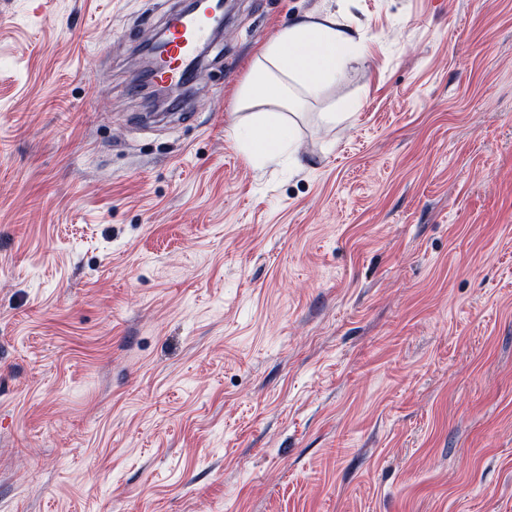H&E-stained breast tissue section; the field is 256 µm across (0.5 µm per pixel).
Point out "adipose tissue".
Instances as JSON below:
<instances>
[{
	"label": "adipose tissue",
	"mask_w": 512,
	"mask_h": 512,
	"mask_svg": "<svg viewBox=\"0 0 512 512\" xmlns=\"http://www.w3.org/2000/svg\"><path fill=\"white\" fill-rule=\"evenodd\" d=\"M362 56L358 32L329 11L302 15L267 41L252 58L238 94L240 108L258 104L262 110L233 127L249 161L295 159L290 105L319 98Z\"/></svg>",
	"instance_id": "obj_1"
}]
</instances>
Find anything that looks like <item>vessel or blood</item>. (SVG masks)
Wrapping results in <instances>:
<instances>
[{
    "mask_svg": "<svg viewBox=\"0 0 512 512\" xmlns=\"http://www.w3.org/2000/svg\"><path fill=\"white\" fill-rule=\"evenodd\" d=\"M222 15L220 0H213L210 13L186 18L181 27L167 30L164 57L157 72L160 81L177 84L184 80L197 48L216 29Z\"/></svg>",
    "mask_w": 512,
    "mask_h": 512,
    "instance_id": "obj_1",
    "label": "vessel or blood"
}]
</instances>
